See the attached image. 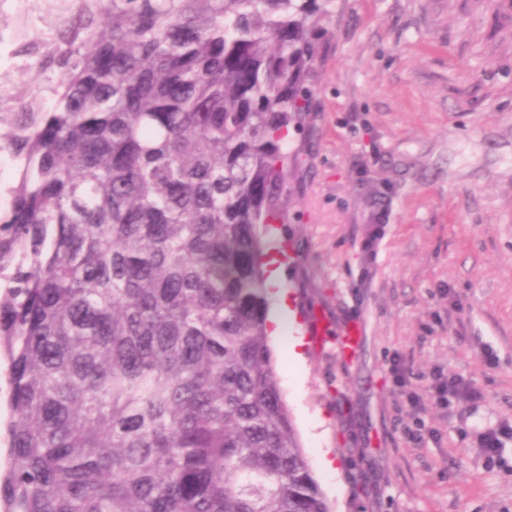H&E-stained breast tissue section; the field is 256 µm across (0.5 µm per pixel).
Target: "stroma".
Segmentation results:
<instances>
[{
    "instance_id": "obj_1",
    "label": "stroma",
    "mask_w": 512,
    "mask_h": 512,
    "mask_svg": "<svg viewBox=\"0 0 512 512\" xmlns=\"http://www.w3.org/2000/svg\"><path fill=\"white\" fill-rule=\"evenodd\" d=\"M323 25L279 227L299 316L271 338L300 445L330 512H512V439L480 446L512 425V0H335ZM440 375L474 399L439 405ZM512 438V427L502 428L487 432L482 438V447L491 463L494 459L499 460L501 448H503L502 437Z\"/></svg>"
}]
</instances>
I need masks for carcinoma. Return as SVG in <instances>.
I'll list each match as a JSON object with an SVG mask.
<instances>
[{
	"instance_id": "carcinoma-1",
	"label": "carcinoma",
	"mask_w": 512,
	"mask_h": 512,
	"mask_svg": "<svg viewBox=\"0 0 512 512\" xmlns=\"http://www.w3.org/2000/svg\"><path fill=\"white\" fill-rule=\"evenodd\" d=\"M333 0H77L0 107V512H329L266 237Z\"/></svg>"
}]
</instances>
